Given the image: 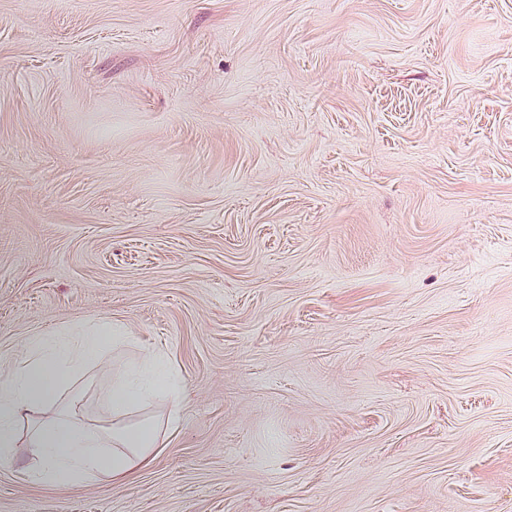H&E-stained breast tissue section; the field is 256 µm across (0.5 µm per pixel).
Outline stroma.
I'll list each match as a JSON object with an SVG mask.
<instances>
[{"label":"stroma","mask_w":512,"mask_h":512,"mask_svg":"<svg viewBox=\"0 0 512 512\" xmlns=\"http://www.w3.org/2000/svg\"><path fill=\"white\" fill-rule=\"evenodd\" d=\"M102 320L179 426L0 512H512V0H0V364Z\"/></svg>","instance_id":"stroma-1"}]
</instances>
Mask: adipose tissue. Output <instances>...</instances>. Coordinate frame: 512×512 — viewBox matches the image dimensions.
I'll use <instances>...</instances> for the list:
<instances>
[{
  "instance_id": "adipose-tissue-1",
  "label": "adipose tissue",
  "mask_w": 512,
  "mask_h": 512,
  "mask_svg": "<svg viewBox=\"0 0 512 512\" xmlns=\"http://www.w3.org/2000/svg\"><path fill=\"white\" fill-rule=\"evenodd\" d=\"M109 322L86 326L75 346L36 338L23 344L5 379L0 380V465L16 462L25 445L36 474L54 483L84 477L120 480L148 467L167 432L176 429L178 411L162 416L147 409L160 396L179 403L184 384L161 358L110 372L107 410L110 427L79 419L78 396H67L75 375L103 347L124 340Z\"/></svg>"
}]
</instances>
